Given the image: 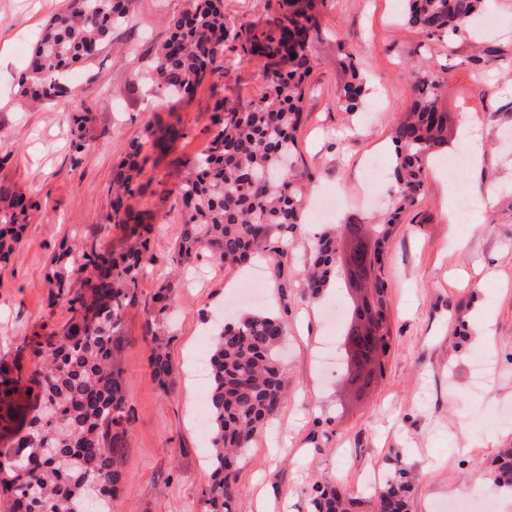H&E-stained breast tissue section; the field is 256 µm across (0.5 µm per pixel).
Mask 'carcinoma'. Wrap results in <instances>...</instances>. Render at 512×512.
I'll use <instances>...</instances> for the list:
<instances>
[{
    "label": "carcinoma",
    "mask_w": 512,
    "mask_h": 512,
    "mask_svg": "<svg viewBox=\"0 0 512 512\" xmlns=\"http://www.w3.org/2000/svg\"><path fill=\"white\" fill-rule=\"evenodd\" d=\"M405 24L429 38L453 39L465 32L484 9V0H403ZM132 0H69L68 8L46 25L36 46L31 73L21 94L32 101L65 98L80 105L73 148L85 149L82 130L90 112L82 92L62 83L71 65L98 56L112 29L127 20ZM315 0H271L267 27L230 33L224 0H198L170 17L169 38L156 53L152 81L165 93L191 97L218 69L226 39L239 41L240 52L256 57L268 91L235 107L215 102L213 135L202 158L175 190L180 213L173 261L188 266L206 253L226 269L245 266L279 232L300 223L304 175L295 159L304 82L313 64V32L319 29ZM350 81L337 98L355 111L362 83L355 56L342 48ZM446 78L427 64L412 72L413 101L392 131L393 199L380 224L346 225L357 242L341 250L337 235H320L303 273L304 287L319 293L342 266L371 294L353 307L342 334L344 378L351 384L370 377L367 366L383 367L392 345L390 301L382 277V256L406 212L423 200L425 165L448 147V113L440 110ZM185 136L166 126L149 133L152 146ZM135 148L113 173L114 224H129L132 242L120 253L61 249L51 260L50 285L68 319L58 330L37 337L31 348L36 363L28 375L21 366L0 363V433H12V445L0 448V501L8 512H112L123 476L125 422L128 421L121 366L124 313L137 302L139 281L147 274L152 225L125 205L141 189L144 171ZM34 204L0 180V262L15 252ZM174 287L159 286L157 310L146 315L144 337L152 344L150 376L165 389L172 372L169 341L160 316ZM285 325L264 313H244L224 323L210 357L208 405L212 448L206 457L211 478L202 490L204 512H235L239 495L235 463L287 396V374L280 357ZM33 395L31 416L15 427L12 409L20 391ZM407 469L385 478L378 488L379 512H407ZM315 512H352L353 501L329 486L310 492Z\"/></svg>",
    "instance_id": "1"
}]
</instances>
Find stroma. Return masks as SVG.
Segmentation results:
<instances>
[{
	"label": "stroma",
	"mask_w": 512,
	"mask_h": 512,
	"mask_svg": "<svg viewBox=\"0 0 512 512\" xmlns=\"http://www.w3.org/2000/svg\"><path fill=\"white\" fill-rule=\"evenodd\" d=\"M196 0H132L128 22L112 32V50L83 62L66 84L86 91L91 119L86 147L72 146V108L28 105L19 94L46 22L68 0H0V180L36 202L22 241L0 266V362L32 368L30 341L66 319L47 283L49 261L63 245L123 251L129 229L109 223L114 169L134 146L149 162L141 191L128 201L151 224L148 274L121 326L122 366L129 421L124 474L112 512H203L210 470V437L196 425L205 395L190 373L195 353L211 348L219 310L282 316L288 330L284 360L288 398L237 464L236 512H312L309 492L330 485L356 502L353 512H376L370 473L412 470L409 512H448L458 498L487 502L501 512L503 486L493 459L512 448V0H488L496 26L481 38L439 42L401 22L403 0H325L306 79L298 164L304 182L305 225L343 231L370 223L392 190L382 179L368 200L367 157L393 160L391 133L412 101L410 61L431 64L447 77L441 100L451 117L448 159L466 154L462 121L484 139L477 177L428 165L425 197L396 227L383 256L390 300L392 347L382 375L364 392L346 386L323 363V348L341 346V329L325 308L350 313L343 280L317 299L304 296L300 271L312 236L303 228L281 254L264 256L259 277L227 271L209 257L174 274L179 226L172 191L187 176L212 135L216 98L233 107L259 98L262 69L238 56L227 71L210 74L196 94L166 99L148 79L168 35V17ZM349 46L363 78V104L345 111L336 95L349 80L342 46ZM177 123L186 131L162 156L146 143L147 130ZM469 207L452 224L459 197ZM174 276L166 311L173 375L168 388L150 377L151 345L143 337L146 310L159 284ZM496 364V377L474 390L476 355Z\"/></svg>",
	"instance_id": "35a3bbf8"
}]
</instances>
